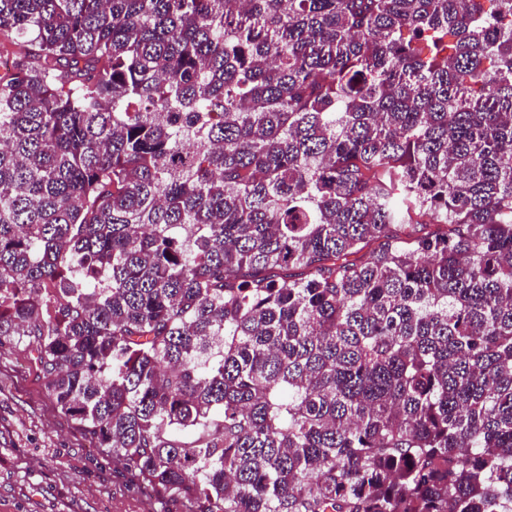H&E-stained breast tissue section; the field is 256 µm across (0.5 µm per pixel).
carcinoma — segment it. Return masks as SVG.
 Returning <instances> with one entry per match:
<instances>
[{"instance_id": "1", "label": "carcinoma", "mask_w": 512, "mask_h": 512, "mask_svg": "<svg viewBox=\"0 0 512 512\" xmlns=\"http://www.w3.org/2000/svg\"><path fill=\"white\" fill-rule=\"evenodd\" d=\"M0 341L188 512H512V0H0Z\"/></svg>"}]
</instances>
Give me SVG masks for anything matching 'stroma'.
Segmentation results:
<instances>
[{
  "label": "stroma",
  "instance_id": "stroma-1",
  "mask_svg": "<svg viewBox=\"0 0 512 512\" xmlns=\"http://www.w3.org/2000/svg\"><path fill=\"white\" fill-rule=\"evenodd\" d=\"M0 512H186L96 448L49 396L29 351L0 346Z\"/></svg>",
  "mask_w": 512,
  "mask_h": 512
}]
</instances>
